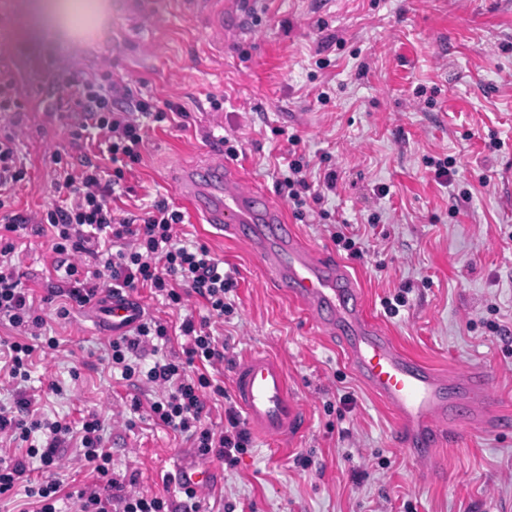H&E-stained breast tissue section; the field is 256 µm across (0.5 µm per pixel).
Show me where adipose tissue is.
<instances>
[{
    "instance_id": "obj_1",
    "label": "adipose tissue",
    "mask_w": 512,
    "mask_h": 512,
    "mask_svg": "<svg viewBox=\"0 0 512 512\" xmlns=\"http://www.w3.org/2000/svg\"><path fill=\"white\" fill-rule=\"evenodd\" d=\"M104 7L103 0H25L24 3L30 34L50 32L68 42L83 38Z\"/></svg>"
}]
</instances>
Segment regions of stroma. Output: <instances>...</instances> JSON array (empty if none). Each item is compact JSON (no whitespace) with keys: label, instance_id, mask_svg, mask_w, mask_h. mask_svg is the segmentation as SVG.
I'll use <instances>...</instances> for the list:
<instances>
[{"label":"stroma","instance_id":"35a3bbf8","mask_svg":"<svg viewBox=\"0 0 512 512\" xmlns=\"http://www.w3.org/2000/svg\"><path fill=\"white\" fill-rule=\"evenodd\" d=\"M100 28L79 44L27 32L23 0H0V74L21 90L23 111L0 113V135L17 134L30 180L17 210L59 203L52 154L69 147L76 112H47L42 92L55 75L78 71L133 92L170 98L181 126L152 124L119 206L183 200L174 181L238 140L233 162L268 193L316 254L343 262L371 313L409 353L455 375L492 374L488 413H512V0H237L224 39L181 0H108ZM300 138L310 181L324 166L335 191L296 213L279 195L288 134ZM448 161L449 181L434 163ZM350 224L353 255L335 236ZM179 239L204 244L235 279L233 315L212 324L224 344L222 399H208V423L224 424L234 403L236 364L264 353L283 366L304 413L293 442L253 433L234 468L203 459L183 436L151 417L160 398L122 379L108 361V334L89 309L57 318L48 289L63 287L45 236L21 246V269L55 350L37 352L31 378L0 374V404L35 398L48 418L73 428L91 414L104 422L108 477L76 463H33L32 477L65 490L105 486L179 496L183 469L204 467L202 512H512V431L461 428L439 446L436 466L398 445L397 418L351 372L341 351L276 288L245 244L209 232L187 212ZM407 289L398 316L386 298Z\"/></svg>","mask_w":512,"mask_h":512}]
</instances>
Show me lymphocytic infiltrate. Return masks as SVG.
I'll list each match as a JSON object with an SVG mask.
<instances>
[{"mask_svg": "<svg viewBox=\"0 0 512 512\" xmlns=\"http://www.w3.org/2000/svg\"><path fill=\"white\" fill-rule=\"evenodd\" d=\"M51 87L73 100L75 111L82 114L72 133L74 145L84 151L79 163L70 162L62 152L53 154L56 188L63 196L59 205L39 216L13 210L14 190L25 180L27 168L18 136L0 137V320H7L20 334L16 340L0 338V347L9 354V375L28 380L37 340H44L51 349L59 346L56 338L43 337L44 321L23 283V272L11 260L20 239L47 233L57 255L75 251L87 257L86 263L65 266L70 286L66 304L57 309L59 318H68L72 308L97 303L105 288L119 293L148 287L173 308L182 307L194 295L205 301L206 317L197 320L188 315L178 326L180 334L189 339L183 356L144 365L146 353L159 352L171 340L168 325L148 317L132 333L112 338L111 361L124 379L137 378L162 389V397L150 406L155 420L188 435L199 457H214L234 466L251 445L250 432L233 407L225 411L224 427L206 423L204 396L224 394L223 384L212 376L213 369L224 363V347L211 324L232 313L229 295L235 283L225 272L223 260L206 245L177 238L175 228L184 223L185 214L167 200L143 206L137 214L116 206L131 191L127 175L141 158L147 125L176 121L184 112L171 100L134 97L128 90L78 72L58 77ZM32 404V399L23 397L15 408L0 405V434L10 435L26 448L21 458L0 455V495L20 486L34 499L36 512H57L60 481L29 483V462L36 459L44 467H60L73 428L63 420L32 418ZM40 430L48 433L42 442L34 437ZM80 431L82 456L106 477L108 489L75 491L78 512H110L116 501L121 512H199V492L189 485L184 486L185 499L180 503L119 490L117 482L108 477L111 454L105 446L102 420L88 417Z\"/></svg>", "mask_w": 512, "mask_h": 512, "instance_id": "1", "label": "lymphocytic infiltrate"}]
</instances>
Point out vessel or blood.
Masks as SVG:
<instances>
[{
    "label": "vessel or blood",
    "mask_w": 512,
    "mask_h": 512,
    "mask_svg": "<svg viewBox=\"0 0 512 512\" xmlns=\"http://www.w3.org/2000/svg\"><path fill=\"white\" fill-rule=\"evenodd\" d=\"M176 187L209 226L257 253L275 286L335 340L355 375L396 414L402 445L410 455L434 458L444 441V424L485 423L489 371L473 369L449 379L406 352L373 318L349 270L316 255L284 213L263 192L246 186L223 158L185 167ZM142 312L137 299L116 294L93 316L101 331L119 336ZM233 393L248 421L266 437L279 440L296 432L303 412L272 357L253 354L239 362Z\"/></svg>",
    "instance_id": "1"
}]
</instances>
